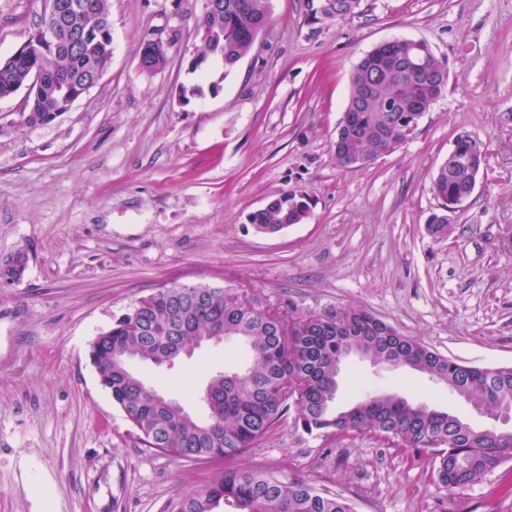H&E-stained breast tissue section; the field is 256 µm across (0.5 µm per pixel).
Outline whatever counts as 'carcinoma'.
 <instances>
[{
  "mask_svg": "<svg viewBox=\"0 0 512 512\" xmlns=\"http://www.w3.org/2000/svg\"><path fill=\"white\" fill-rule=\"evenodd\" d=\"M91 8L76 19L83 34L81 56L44 60L39 44L23 56L0 59V97L21 87L27 75L46 63L58 71L86 68L104 72L112 59V30L98 25L109 14V0H88ZM361 0H333L326 12L337 18L359 12ZM272 20L270 0H224V11L207 12L199 27L202 48L189 72L219 60L231 71L247 54L258 33ZM448 68L423 42L386 41L354 66L345 127L334 142L337 164L365 167L404 143V126L422 117L442 96ZM56 102L45 93L28 122L57 118ZM480 141L462 131L454 138L457 157H472ZM479 163L441 164L431 191L441 202L466 196L476 182ZM309 214L304 197L285 192L248 215L256 231L277 234L303 223ZM28 263L21 251L0 256V280L18 283ZM235 341L244 362L212 374L202 391L204 414L159 398L158 389L134 370L136 361L171 365L176 348L203 341ZM362 351L374 363L405 367L442 381L479 413L493 416L512 408V366L479 367L450 359L420 340L406 336L368 309L323 307L303 314L288 301L277 311L231 286L167 287L140 299L99 333L90 359L101 385L125 414L145 447L188 461L222 457L227 461L260 449L287 418L308 435L329 445L351 432L427 451L437 484L452 492L481 481L512 460V428L476 429L449 412L411 403L389 392H368L339 408V364L347 350ZM236 512H352L342 496L268 469L227 468L224 474L183 497L176 512H214L221 503Z\"/></svg>",
  "mask_w": 512,
  "mask_h": 512,
  "instance_id": "carcinoma-1",
  "label": "carcinoma"
}]
</instances>
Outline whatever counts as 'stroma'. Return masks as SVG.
<instances>
[{"label":"stroma","mask_w":512,"mask_h":512,"mask_svg":"<svg viewBox=\"0 0 512 512\" xmlns=\"http://www.w3.org/2000/svg\"><path fill=\"white\" fill-rule=\"evenodd\" d=\"M324 0H271L272 21L231 72L189 73L206 0H110L112 60L70 111L26 121L24 93L0 99V256L25 251L20 283L0 284V512H174L227 465L268 468L349 500L354 512H512L498 487L438 488L432 456L353 433L322 440L282 424L254 453L186 461L146 449L102 387L89 346L139 298L172 286L240 285L305 312L364 307L440 354L512 366V0H362L336 20ZM44 0H0V59L39 31ZM159 29L166 62L140 65ZM425 42L448 85L413 135L359 170L333 141L354 64L383 41ZM201 95L182 100L181 86ZM486 161L445 238L426 228L431 178L459 132ZM286 191L309 216L276 235L251 212ZM234 342L174 365L139 366L192 413ZM393 390L488 419L444 383L349 357L340 405ZM47 479L49 510L31 492Z\"/></svg>","instance_id":"1"}]
</instances>
